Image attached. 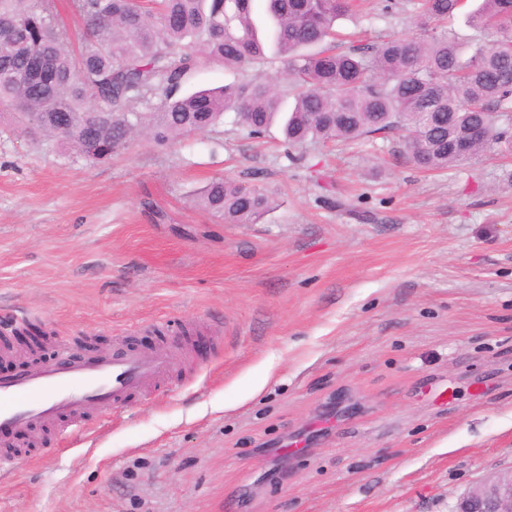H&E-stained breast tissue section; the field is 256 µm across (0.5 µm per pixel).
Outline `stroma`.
Wrapping results in <instances>:
<instances>
[{
    "mask_svg": "<svg viewBox=\"0 0 512 512\" xmlns=\"http://www.w3.org/2000/svg\"><path fill=\"white\" fill-rule=\"evenodd\" d=\"M383 6L336 28L416 35ZM251 76L204 59L181 90ZM220 175L275 208L200 209ZM18 317L47 338L0 373L87 337L179 342L190 363L20 445L0 512H452L512 467V156L426 172L394 134L294 151L229 111L93 164L0 103L1 338Z\"/></svg>",
    "mask_w": 512,
    "mask_h": 512,
    "instance_id": "35a3bbf8",
    "label": "stroma"
}]
</instances>
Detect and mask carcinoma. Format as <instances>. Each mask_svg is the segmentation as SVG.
<instances>
[{
	"instance_id": "obj_1",
	"label": "carcinoma",
	"mask_w": 512,
	"mask_h": 512,
	"mask_svg": "<svg viewBox=\"0 0 512 512\" xmlns=\"http://www.w3.org/2000/svg\"><path fill=\"white\" fill-rule=\"evenodd\" d=\"M463 0H395L416 17L414 37L336 43V20L357 0H73L86 36L69 49L52 0H0V101L32 133L56 137L94 161L134 136L165 145L206 131L232 110L248 135L280 125L290 148L403 133L411 160L446 170L488 152H512V0H480L468 15L496 40L462 46L446 24ZM284 63L279 88L256 76L178 94L195 53L226 67ZM294 105L284 110L285 99ZM155 104L151 112L140 105ZM196 204L226 224H254L274 209L263 188L212 178Z\"/></svg>"
}]
</instances>
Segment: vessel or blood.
I'll return each instance as SVG.
<instances>
[{"label": "vessel or blood", "instance_id": "b4317fda", "mask_svg": "<svg viewBox=\"0 0 512 512\" xmlns=\"http://www.w3.org/2000/svg\"><path fill=\"white\" fill-rule=\"evenodd\" d=\"M177 364L170 351L122 341L110 352L37 361L0 375V443L48 425L63 433L79 427L88 410L108 413L146 384L166 379Z\"/></svg>", "mask_w": 512, "mask_h": 512}]
</instances>
